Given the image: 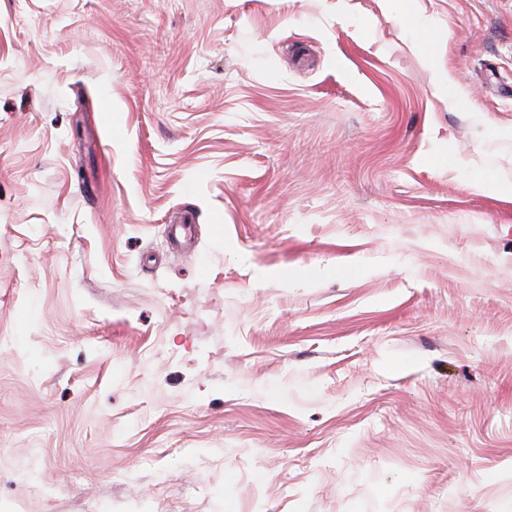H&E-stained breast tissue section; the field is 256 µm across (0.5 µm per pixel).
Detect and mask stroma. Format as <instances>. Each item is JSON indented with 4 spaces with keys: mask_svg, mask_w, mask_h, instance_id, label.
Returning <instances> with one entry per match:
<instances>
[{
    "mask_svg": "<svg viewBox=\"0 0 512 512\" xmlns=\"http://www.w3.org/2000/svg\"><path fill=\"white\" fill-rule=\"evenodd\" d=\"M410 6L0 0V512H512V0ZM426 65L431 73V84L433 89L437 93L447 94L448 93V108L458 109L462 106V99L452 92V89L456 85L454 76L448 72H441L436 70L433 63L430 60H426Z\"/></svg>",
    "mask_w": 512,
    "mask_h": 512,
    "instance_id": "1",
    "label": "stroma"
}]
</instances>
